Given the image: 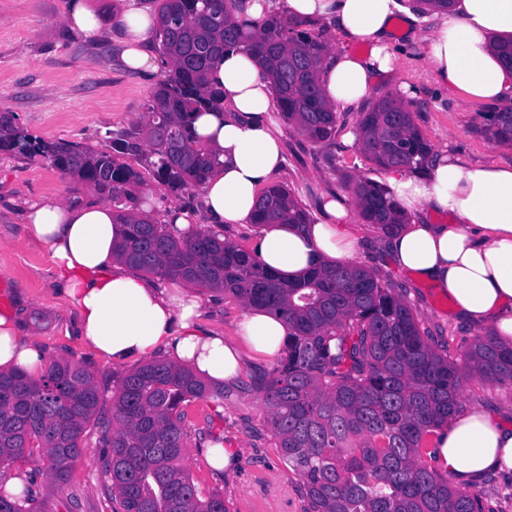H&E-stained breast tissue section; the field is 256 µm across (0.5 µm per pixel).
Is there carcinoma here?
Masks as SVG:
<instances>
[{"label":"carcinoma","mask_w":512,"mask_h":512,"mask_svg":"<svg viewBox=\"0 0 512 512\" xmlns=\"http://www.w3.org/2000/svg\"><path fill=\"white\" fill-rule=\"evenodd\" d=\"M243 0H155L157 49L168 73L153 90L137 129L112 140V152L73 143H47L0 112V152L41 155L64 175L112 202L124 225L115 255L128 267L233 296L287 327V344L262 388L267 426L282 460L302 479L310 512H483L478 494L439 472L431 435L459 413L462 378L512 383V346L491 332L464 351L467 371L448 359V345L422 335L404 299L374 273L352 263L322 261L290 280L269 270L254 252L211 229L175 237L141 209L143 177L125 161L142 146L156 160L158 182L182 196L200 187L219 154L197 134V115L223 95L209 81L224 50L246 45L270 79L282 116L312 143L336 135L338 112L323 91L330 45L322 30L283 10L257 28L237 23ZM413 101L386 97L361 113L357 148L381 168L422 170L432 146L421 134ZM481 132L512 143V107L481 113ZM359 216L386 234L408 223L378 183L355 184ZM252 223L304 230L306 209L280 184L257 197ZM224 399L188 366L157 359L119 378L112 419L102 417L93 374L52 360L37 379L0 373V467L28 448L47 458L51 483L66 482L82 453L81 437L102 419V471L110 477L112 512H229L224 495L203 498L182 465L188 431L185 406ZM24 500L0 485V512H41L32 489Z\"/></svg>","instance_id":"cac0c4a2"}]
</instances>
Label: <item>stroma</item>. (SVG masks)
<instances>
[{"mask_svg":"<svg viewBox=\"0 0 512 512\" xmlns=\"http://www.w3.org/2000/svg\"><path fill=\"white\" fill-rule=\"evenodd\" d=\"M69 0H0V112L14 113L33 137L47 142H71L97 152L112 149L115 134L136 126L148 107L162 72L127 70L121 60L117 32L103 30L90 41L67 24ZM408 61L402 70L382 76L369 90L365 105L397 93V85L412 84L414 120L433 148L449 149L471 162L512 163V144L489 140L480 130L482 103L462 102L439 89L429 76L430 64L419 44L406 43ZM359 112L340 115L334 138L313 144L295 126L284 124V171L274 183L290 190L321 221V205L331 196L354 199L360 178L381 181L376 166L350 144ZM91 187L62 174L47 159L0 152V310L12 308L24 333L32 336L47 359L68 360L89 369L103 395L111 400L117 379L136 368V361L115 364L100 356L79 334V315L61 286L53 264L39 243L28 235L25 208L39 200H98ZM356 263L371 270L382 284L394 288L408 304L422 331L448 343V357L462 361L475 337L486 327L458 322L447 297L433 286L415 281L390 259L382 231L366 226ZM200 327L208 334L239 342L242 303L220 294L199 296ZM272 364L243 354L238 380L224 384V398L197 399L186 407L189 435L207 431L221 445L234 449L235 469L212 467L209 443H188L185 468L201 496L224 495L229 512H308L302 481L279 456L267 426L261 394L250 380L267 379ZM463 409L496 408L512 422V384L480 378L463 380ZM100 427L89 423L82 436L84 452L67 481L51 485L43 455L26 456L0 469V481L20 477L32 484L47 512H111V483L101 471Z\"/></svg>","mask_w":512,"mask_h":512,"instance_id":"obj_1","label":"stroma"}]
</instances>
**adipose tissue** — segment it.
Listing matches in <instances>:
<instances>
[{
    "mask_svg": "<svg viewBox=\"0 0 512 512\" xmlns=\"http://www.w3.org/2000/svg\"><path fill=\"white\" fill-rule=\"evenodd\" d=\"M282 5L335 35L324 89L337 109L357 110L379 75L403 66L401 50L390 40L398 13L411 36L418 23H431V35L420 44L437 86L469 101L512 104V67L496 52L497 44L512 40V0H454L448 10L427 12L399 0H247L237 19L253 26ZM116 23L125 67L156 71L149 53L157 25L151 7L128 0ZM210 79L223 91L224 106L200 114L194 126L219 151L222 165L202 185L198 209L150 204L162 223L183 234L199 217L219 231L250 223L262 187L284 164L269 83L251 51L243 45L226 50ZM384 181L413 217L388 241L394 264L439 288L460 320L491 324L499 341L512 344V164L468 162L444 148L424 172L393 168ZM444 212L451 223H430V214ZM25 216L79 311L81 336L99 356L121 363L165 353L220 382L238 375L241 347L262 361L281 353L287 328L275 317L244 314L236 345L199 327V303L189 284L164 290L129 272L113 255L121 227L112 221L111 205L34 202ZM322 216L305 234L286 224L264 225L257 243L261 260L292 279L323 260L353 259L359 240L347 199L326 200ZM45 367L44 354L23 335L13 313L0 312V371L21 369L36 378ZM435 445L441 469L461 487L512 470V426L490 409L456 416Z\"/></svg>",
    "mask_w": 512,
    "mask_h": 512,
    "instance_id": "ef3b65f1",
    "label": "adipose tissue"
}]
</instances>
